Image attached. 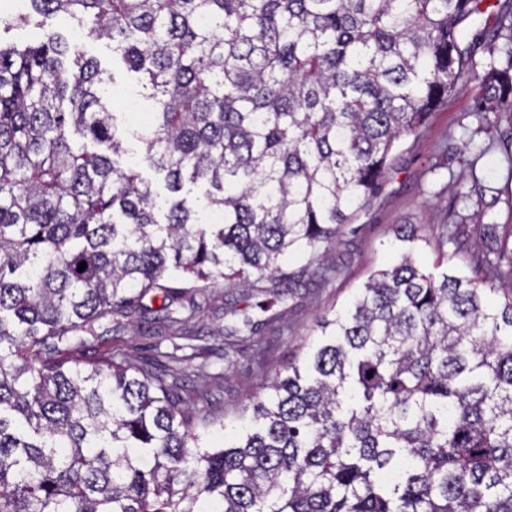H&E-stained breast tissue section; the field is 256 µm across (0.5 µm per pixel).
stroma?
<instances>
[{"mask_svg": "<svg viewBox=\"0 0 512 512\" xmlns=\"http://www.w3.org/2000/svg\"><path fill=\"white\" fill-rule=\"evenodd\" d=\"M77 39L79 49L100 63L129 159L143 178L161 185L160 176L143 162V146L137 138L151 116L152 101L142 97L137 77L113 60L106 42ZM472 59L477 78L490 67L504 64L502 54L489 53L485 47L475 50ZM477 78L449 95L418 140H403L387 181L342 229L331 252L341 268L336 280L325 286L302 282L293 286L285 301L275 305L280 319L262 331L266 346L262 363H255L247 354L232 366L219 357H209L210 372L224 378L226 423H240L244 405L264 376L283 369L302 354L325 312L343 306L372 271L394 263L396 253L391 243L396 225H416L420 239L415 258L425 266L432 265L438 254L455 249L454 243L443 238V225H465L466 243L482 248L487 242L480 234L477 212H485L495 223L512 225V112L503 108L487 113L485 122H478L473 116L479 93ZM476 183L483 186L482 195L473 192ZM238 299V294L218 289L191 328V335L211 345L219 343L225 332L241 327V315L227 312Z\"/></svg>", "mask_w": 512, "mask_h": 512, "instance_id": "1", "label": "stroma"}]
</instances>
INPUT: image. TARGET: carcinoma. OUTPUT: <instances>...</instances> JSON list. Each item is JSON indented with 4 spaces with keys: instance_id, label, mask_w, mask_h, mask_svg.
<instances>
[{
    "instance_id": "1",
    "label": "carcinoma",
    "mask_w": 512,
    "mask_h": 512,
    "mask_svg": "<svg viewBox=\"0 0 512 512\" xmlns=\"http://www.w3.org/2000/svg\"><path fill=\"white\" fill-rule=\"evenodd\" d=\"M29 2L140 77L166 193L126 162L96 59L57 33L0 43V512H512V229L495 260L423 269L398 225L396 262L231 427L183 356L81 359L136 318L176 339L221 284L272 301L332 282L327 250L400 142L475 76L462 25L483 0ZM505 53L482 91L512 106ZM274 320L244 318L221 357H263Z\"/></svg>"
}]
</instances>
